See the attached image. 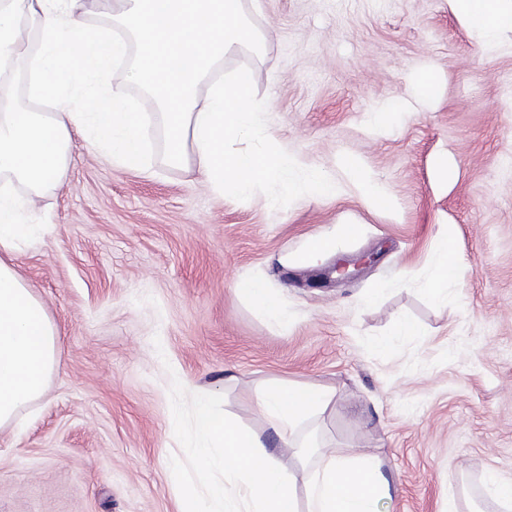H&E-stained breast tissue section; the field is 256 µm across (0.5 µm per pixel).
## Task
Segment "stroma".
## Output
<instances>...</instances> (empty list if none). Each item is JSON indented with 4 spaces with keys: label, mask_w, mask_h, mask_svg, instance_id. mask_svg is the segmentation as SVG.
<instances>
[{
    "label": "stroma",
    "mask_w": 512,
    "mask_h": 512,
    "mask_svg": "<svg viewBox=\"0 0 512 512\" xmlns=\"http://www.w3.org/2000/svg\"><path fill=\"white\" fill-rule=\"evenodd\" d=\"M260 52L215 78L253 73L270 132L340 184L335 197L216 192L193 160L162 161L153 98L115 67L107 85L151 114L138 167L112 165L71 131L65 178L30 197L35 247L13 258L59 331L43 395L0 427V512H191L198 399L255 429L270 381L335 389L306 425L313 445L377 457L381 512H502L486 472L512 479V31L493 50L447 0H244ZM435 68L438 101L387 130L371 113ZM360 159L394 207L375 211L340 160ZM449 158L453 183L440 180ZM339 224L334 259L371 256L333 283L279 258ZM467 272L444 303L424 291L439 232ZM266 281L287 307L270 323L234 292ZM384 285L374 303L364 298ZM421 334L395 336L400 318ZM390 347L379 351L377 343Z\"/></svg>",
    "instance_id": "35a3bbf8"
}]
</instances>
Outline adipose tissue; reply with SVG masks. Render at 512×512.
<instances>
[{
  "mask_svg": "<svg viewBox=\"0 0 512 512\" xmlns=\"http://www.w3.org/2000/svg\"><path fill=\"white\" fill-rule=\"evenodd\" d=\"M73 3L0 0V67L25 56L33 93L55 103L51 112L17 107L0 113V426L14 421L18 410L42 393L60 365L58 329L10 262L37 236L36 226L24 218L28 203L16 195L12 184L46 187L62 180L75 127L83 129L88 145L103 151L113 164H138L146 132L143 114L130 111L120 96L100 90L106 74L127 57L129 43L138 47L130 75L157 102L168 162L180 164L193 156L200 175L220 193L232 196L247 194L260 183L299 196L338 192L336 184L314 168L300 167L287 145L272 139L262 121L264 109L252 96L248 71L198 98L197 88L214 64L243 48L257 50L260 44L241 0H124L123 11L116 16L128 34L124 40L105 26L88 30ZM448 5L463 26L487 40L512 30V0H448ZM30 19L37 20L42 33L31 55L24 40ZM409 85V99L387 102L374 113V129L387 128L397 115L409 114V101L429 103L440 92L436 72L426 66L412 70ZM247 131L265 140V148L229 152V144ZM342 165L370 209L392 208V197L359 159L343 158ZM359 232L358 226L338 225L280 262L318 264L334 251L337 239ZM464 277L453 236L441 232L426 293L447 302L449 286ZM235 292L256 303L271 322L287 325L288 310L266 282L243 277ZM333 398V390L325 387L267 385L257 397L266 423L262 431L230 423L212 411L208 400H199L194 424L202 444L196 480L207 491L199 512H295L294 479L279 464L268 438L276 436L295 456H303L297 430ZM230 482L243 489L242 500L228 497ZM304 485L308 512H380L382 500L391 496L380 462L367 455L323 452L307 471Z\"/></svg>",
  "mask_w": 512,
  "mask_h": 512,
  "instance_id": "adipose-tissue-1",
  "label": "adipose tissue"
}]
</instances>
